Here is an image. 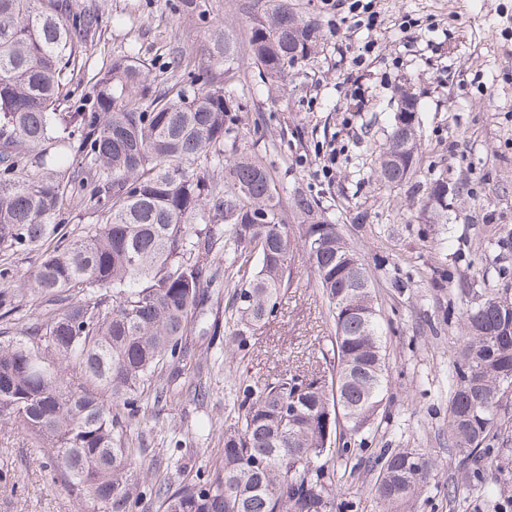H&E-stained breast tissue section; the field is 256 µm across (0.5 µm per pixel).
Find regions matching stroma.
<instances>
[{"mask_svg":"<svg viewBox=\"0 0 512 512\" xmlns=\"http://www.w3.org/2000/svg\"><path fill=\"white\" fill-rule=\"evenodd\" d=\"M100 27L72 99L93 97L92 76L113 56L143 65L136 96L153 98L187 72L172 73L178 49L203 62L214 36H234L240 68L230 84L242 109L238 131L273 179L320 200L343 238L365 260L385 328L387 385L379 415L348 454L355 473L337 488L340 512H380L371 494L374 465L387 448H413L433 463L429 483L406 512H512V397L493 440L499 450L488 491L464 481L448 441L452 376L467 309L489 295L512 299V0H291L315 17L322 38L286 84L264 79L248 59L252 22L267 0H77ZM415 101L417 168L397 186L378 174L401 93ZM447 181L448 221H426L428 187ZM20 329L31 314L21 280L35 253L10 257ZM299 287L280 295L272 317L245 350L227 352L232 302L213 306L217 336L191 333L195 359L188 387L147 424L132 430L136 447L173 480L219 463V440L204 442L201 424L221 431L241 379L283 370L321 373L334 326L328 304L303 258ZM207 396L194 400L192 388ZM0 512H97L77 505L50 464L47 449L15 424L0 423Z\"/></svg>","mask_w":512,"mask_h":512,"instance_id":"35a3bbf8","label":"stroma"}]
</instances>
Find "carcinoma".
I'll return each instance as SVG.
<instances>
[{"label": "carcinoma", "instance_id": "1", "mask_svg": "<svg viewBox=\"0 0 512 512\" xmlns=\"http://www.w3.org/2000/svg\"><path fill=\"white\" fill-rule=\"evenodd\" d=\"M248 40L250 60L283 82L311 55L321 24L289 0H268ZM99 27L74 0H0V247L38 251L27 276L33 311L19 332H0V421L49 449L77 504L97 512H336L346 471L329 465L368 427L382 402L385 354L379 310L345 288L339 267L349 248L318 202L295 188L292 209L304 252L329 305L341 368L330 380L286 370L242 380L224 419L221 463L177 485L145 466L130 433L149 405L183 395L192 354L188 331L207 326L214 286L233 288L230 339L242 351L294 284V245L277 184L237 140L240 103L225 90L238 64L226 35L190 77L144 106L130 96L141 65L115 56L94 78L90 104L68 100ZM379 158L397 186L414 174L413 99ZM224 178H208L209 169ZM79 199L90 223L65 239V214ZM448 187L428 188L424 216L441 224ZM467 312L452 382L448 435L464 474L484 483L499 452L489 447L512 392V305L498 296ZM340 406L342 425L327 410ZM432 463L411 448L386 450L371 488L385 512H401L427 485Z\"/></svg>", "mask_w": 512, "mask_h": 512}]
</instances>
